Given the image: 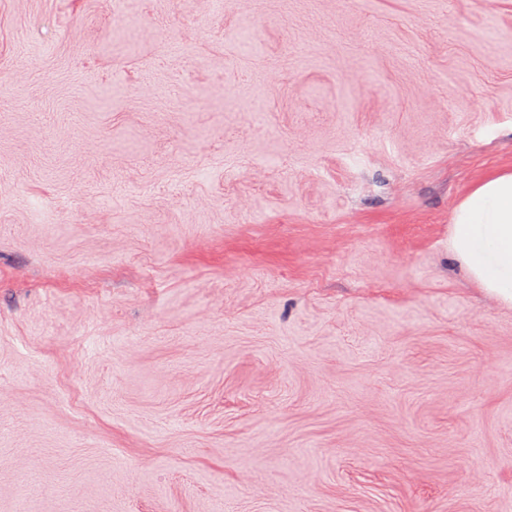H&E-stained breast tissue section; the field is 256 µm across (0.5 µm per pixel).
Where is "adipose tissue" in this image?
Listing matches in <instances>:
<instances>
[{"label":"adipose tissue","mask_w":512,"mask_h":512,"mask_svg":"<svg viewBox=\"0 0 512 512\" xmlns=\"http://www.w3.org/2000/svg\"><path fill=\"white\" fill-rule=\"evenodd\" d=\"M449 250L473 282L512 307V170L480 178L454 207Z\"/></svg>","instance_id":"adipose-tissue-1"}]
</instances>
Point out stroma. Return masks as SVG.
I'll list each match as a JSON object with an SVG mask.
<instances>
[{
  "label": "stroma",
  "instance_id": "obj_1",
  "mask_svg": "<svg viewBox=\"0 0 512 512\" xmlns=\"http://www.w3.org/2000/svg\"><path fill=\"white\" fill-rule=\"evenodd\" d=\"M249 2L0 0V512H512V0ZM109 40L113 49H119L128 56L133 55L138 46L136 31L129 24L113 28L109 34ZM448 249L473 282L512 308V170L480 178L454 207Z\"/></svg>",
  "mask_w": 512,
  "mask_h": 512
}]
</instances>
